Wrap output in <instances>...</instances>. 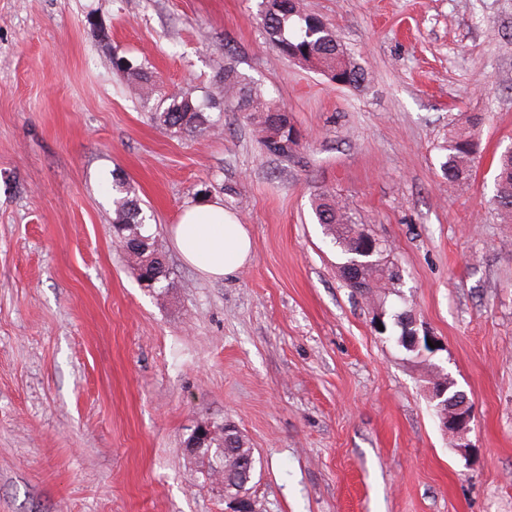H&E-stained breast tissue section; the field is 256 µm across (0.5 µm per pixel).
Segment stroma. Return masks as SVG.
<instances>
[{
    "label": "stroma",
    "mask_w": 512,
    "mask_h": 512,
    "mask_svg": "<svg viewBox=\"0 0 512 512\" xmlns=\"http://www.w3.org/2000/svg\"><path fill=\"white\" fill-rule=\"evenodd\" d=\"M260 0H0V512H230L187 452L230 425L257 459L258 512H512V224L488 200L512 146V0H304L365 71L341 87L281 56ZM147 62L132 95L113 56ZM234 67L302 134L281 157L245 114L171 134L150 119ZM480 158L467 189L441 164L454 126ZM128 182L174 287L141 284L112 234ZM342 197L388 242L412 311L446 345L468 448L439 427L429 361L379 333L318 224ZM223 203L253 240L219 280L170 233Z\"/></svg>",
    "instance_id": "stroma-1"
}]
</instances>
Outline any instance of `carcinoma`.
I'll return each instance as SVG.
<instances>
[{
    "label": "carcinoma",
    "instance_id": "cac0c4a2",
    "mask_svg": "<svg viewBox=\"0 0 512 512\" xmlns=\"http://www.w3.org/2000/svg\"><path fill=\"white\" fill-rule=\"evenodd\" d=\"M259 20L269 44L288 59L320 71L338 85L358 88L364 82L363 70L344 52L336 29L305 13L302 0H261ZM113 65L135 81L146 77L147 67L142 64L116 58ZM226 101L234 102L238 111L246 113V118L257 127L260 143L268 153L286 157L300 145L301 135L288 111L266 99L260 90L243 83L231 69L224 71L214 90L201 100L189 93L160 99L151 118L166 130L205 135L214 131L216 125L210 111L221 108ZM443 150L446 155L441 169L448 183L458 187L467 185L479 154L478 142L470 128L449 130ZM112 191L115 192L112 228L117 242L125 251L138 279L149 282L152 288L167 280V276L162 274L163 264L156 259L159 251L154 238L145 232L146 216L140 200L131 186L122 180L113 181ZM490 204L504 221H512V151L499 157ZM314 212L325 234L340 250L344 262L355 258L358 240L367 229L356 212L324 191L315 197ZM389 256L390 251L387 250L371 257L375 265L367 268V287L359 292L361 297L373 302L378 297L377 289L386 285L394 289L402 287V278L393 272L397 265ZM234 435L232 441L225 436L214 437L209 444L212 452L207 457L211 474H224L226 498L246 495L249 484L247 477L239 471L236 460L250 455L253 449L239 432H234Z\"/></svg>",
    "mask_w": 512,
    "mask_h": 512
}]
</instances>
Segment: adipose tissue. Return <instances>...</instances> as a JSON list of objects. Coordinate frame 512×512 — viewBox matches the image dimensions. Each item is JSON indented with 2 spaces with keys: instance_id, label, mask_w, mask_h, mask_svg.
<instances>
[{
  "instance_id": "1",
  "label": "adipose tissue",
  "mask_w": 512,
  "mask_h": 512,
  "mask_svg": "<svg viewBox=\"0 0 512 512\" xmlns=\"http://www.w3.org/2000/svg\"><path fill=\"white\" fill-rule=\"evenodd\" d=\"M171 231L183 260L209 278L230 274L252 256L246 227L218 201L187 207Z\"/></svg>"
}]
</instances>
